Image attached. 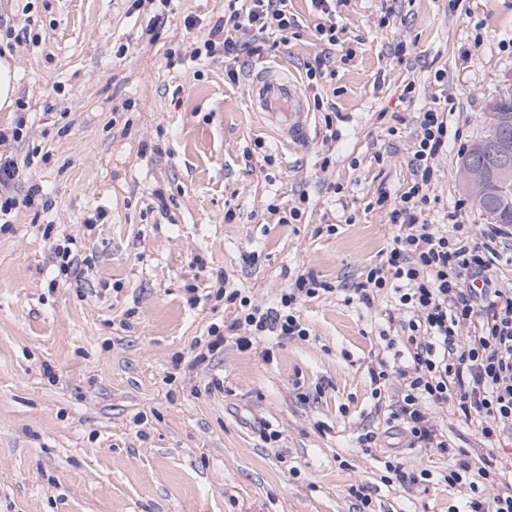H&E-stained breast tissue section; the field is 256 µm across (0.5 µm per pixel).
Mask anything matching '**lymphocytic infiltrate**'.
<instances>
[{
  "label": "lymphocytic infiltrate",
  "mask_w": 512,
  "mask_h": 512,
  "mask_svg": "<svg viewBox=\"0 0 512 512\" xmlns=\"http://www.w3.org/2000/svg\"><path fill=\"white\" fill-rule=\"evenodd\" d=\"M227 2L228 16L214 22L194 54L209 57L223 51L225 72L233 80L240 54L262 55L265 33L288 32L296 20L288 15V0ZM235 30L251 32V40H234ZM416 124L412 181L396 197L382 191L376 198L377 205L392 204L397 232L381 263L366 269L352 290L359 303L368 306L390 282H398V302L408 314L399 323L402 362L379 360L370 371L372 395L397 390L391 418L409 445L447 451L437 414L453 406L466 421L476 422L493 446L512 440V288L490 287L488 274L499 248L512 247V232L492 228L480 236L452 239L423 221L435 175L433 161L448 146V115L430 108L418 114ZM31 165L28 158L0 157V217L34 206L35 190L21 196L13 192ZM329 290L311 271L296 275L268 307L255 304L245 289L225 288L224 306L233 316L210 325L208 341L191 368L211 361L229 336L241 348L265 336L308 340L310 329L298 304ZM447 480L452 485L468 482L471 495L465 512H512V487H500L491 463L480 465L461 455Z\"/></svg>",
  "instance_id": "1"
}]
</instances>
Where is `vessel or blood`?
I'll return each instance as SVG.
<instances>
[{
    "label": "vessel or blood",
    "mask_w": 512,
    "mask_h": 512,
    "mask_svg": "<svg viewBox=\"0 0 512 512\" xmlns=\"http://www.w3.org/2000/svg\"><path fill=\"white\" fill-rule=\"evenodd\" d=\"M252 112L281 141L301 143L309 137V112L296 76L266 67L255 71L247 91Z\"/></svg>",
    "instance_id": "vessel-or-blood-1"
}]
</instances>
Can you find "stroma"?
I'll list each match as a JSON object with an SVG mask.
<instances>
[{
	"instance_id": "obj_1",
	"label": "stroma",
	"mask_w": 512,
	"mask_h": 512,
	"mask_svg": "<svg viewBox=\"0 0 512 512\" xmlns=\"http://www.w3.org/2000/svg\"><path fill=\"white\" fill-rule=\"evenodd\" d=\"M224 5L172 0L158 24L149 2L0 0L16 33L0 57L17 71L0 128L21 127L9 149L34 156L18 193L35 185L47 202L0 227V512H358L361 483L374 512H461L469 489L445 479L459 451L512 472V444L488 447L444 410L448 453L409 447L368 374L403 313L389 288L369 307L345 295L397 231L375 199L412 179L418 112L447 113L460 134L434 160L423 219L449 224L462 199L466 231L488 227L460 187L458 148L486 137L489 102L512 94V0H335L329 17L288 0L296 33L241 56L236 83L223 54L193 56ZM330 21L356 54L303 86L329 104L312 111L310 140L277 146L249 110L247 76L300 71ZM273 201L304 205L301 223H279ZM48 224L90 258L82 282L57 278ZM308 270L334 287L298 306L309 340H230L190 369L208 326L231 317L218 273L265 305ZM266 422L281 433L272 446ZM389 456L430 479L382 482Z\"/></svg>"
}]
</instances>
